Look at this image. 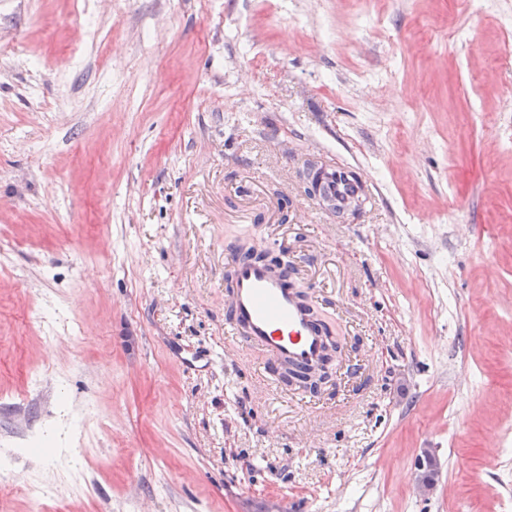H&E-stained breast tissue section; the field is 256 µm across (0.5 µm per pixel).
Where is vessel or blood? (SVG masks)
Wrapping results in <instances>:
<instances>
[{"label": "vessel or blood", "instance_id": "b4317fda", "mask_svg": "<svg viewBox=\"0 0 512 512\" xmlns=\"http://www.w3.org/2000/svg\"><path fill=\"white\" fill-rule=\"evenodd\" d=\"M308 176L318 182L319 203L340 217L354 202L372 196L367 180L326 155ZM230 273L226 323L233 335L263 357L268 372L276 375L322 363L331 348L328 333L298 290L295 272L287 262L240 254L232 260Z\"/></svg>", "mask_w": 512, "mask_h": 512}]
</instances>
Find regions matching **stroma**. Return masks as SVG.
<instances>
[{"mask_svg":"<svg viewBox=\"0 0 512 512\" xmlns=\"http://www.w3.org/2000/svg\"><path fill=\"white\" fill-rule=\"evenodd\" d=\"M502 11L0 0V448L50 428L40 462L0 475V512H32L34 482L43 512H501ZM323 152L375 193L344 222L301 176ZM241 248L286 259L332 330L317 392L259 381L261 356L226 334Z\"/></svg>","mask_w":512,"mask_h":512,"instance_id":"1","label":"stroma"}]
</instances>
